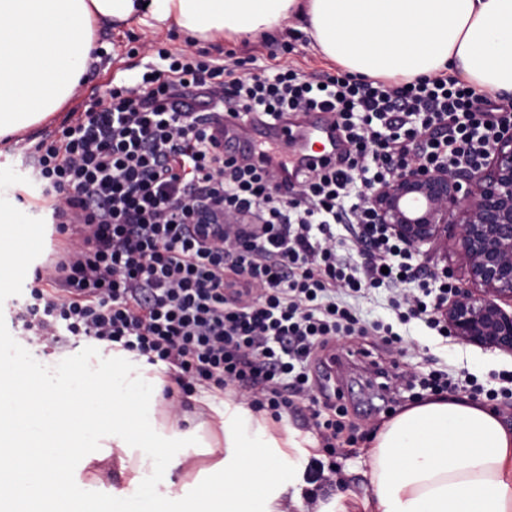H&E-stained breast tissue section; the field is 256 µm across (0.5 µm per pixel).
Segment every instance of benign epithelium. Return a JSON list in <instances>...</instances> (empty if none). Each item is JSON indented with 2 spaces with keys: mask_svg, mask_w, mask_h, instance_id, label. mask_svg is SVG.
Listing matches in <instances>:
<instances>
[{
  "mask_svg": "<svg viewBox=\"0 0 512 512\" xmlns=\"http://www.w3.org/2000/svg\"><path fill=\"white\" fill-rule=\"evenodd\" d=\"M378 222L411 250L452 249L467 279L441 313L457 340L512 354V130L476 171L415 165L372 192Z\"/></svg>",
  "mask_w": 512,
  "mask_h": 512,
  "instance_id": "7a95c632",
  "label": "benign epithelium"
}]
</instances>
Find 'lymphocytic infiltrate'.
<instances>
[{"mask_svg":"<svg viewBox=\"0 0 512 512\" xmlns=\"http://www.w3.org/2000/svg\"><path fill=\"white\" fill-rule=\"evenodd\" d=\"M127 54L148 60L139 82L112 79L104 100L28 149L65 243L33 272L15 315L23 331L60 349L117 343L165 364L171 416L200 387L277 420L301 416L297 400L313 397L307 366L336 338L397 342L390 327L361 324L355 302L371 290L447 336L439 309L454 283L413 264L369 195L411 164L479 168L512 127V107L448 77L260 67L146 39ZM311 110L331 113L347 150L287 183L225 154L211 126L227 114L276 127Z\"/></svg>","mask_w":512,"mask_h":512,"instance_id":"1","label":"lymphocytic infiltrate"}]
</instances>
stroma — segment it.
Returning a JSON list of instances; mask_svg holds the SVG:
<instances>
[{"instance_id": "1", "label": "stroma", "mask_w": 512, "mask_h": 512, "mask_svg": "<svg viewBox=\"0 0 512 512\" xmlns=\"http://www.w3.org/2000/svg\"><path fill=\"white\" fill-rule=\"evenodd\" d=\"M144 35L158 37L170 47L184 45L183 36H170L169 33H155L147 25L132 22L122 28L103 29L97 34L101 47L100 59L91 70L89 80L81 82L76 95L65 105L63 111L46 123L30 130L23 136L22 144L0 141V190L13 200L14 206L22 215L27 227L23 240L26 251H34L43 244L36 227L40 219L34 212V203L39 202L41 190L32 177V168L23 148L38 142L41 136L54 130L64 119L67 111L83 109L89 103L93 90H105L113 77L138 75L144 66L143 61L127 57L124 46L128 36ZM212 56L223 55L225 50H235L238 56H256L258 65L270 62L293 64L306 71L330 68L329 60L323 58L313 48L311 36L299 29L288 26L274 37L254 39H227L204 46ZM23 280L14 282L5 295H0V343L8 344L10 353L19 361L24 373L49 380L64 381L82 372L85 365L104 360L108 352L92 342H83L75 347L59 350L38 341L20 338L13 323L17 304L22 299L26 280L32 279L33 267L22 264ZM364 321L380 320L390 324L394 332L401 336L400 343L384 352L383 358L391 373L405 371L427 372L433 369L451 367L458 372L475 376L485 388H499L503 372H512V355L497 350L466 344L455 338L438 336L425 323L414 320L401 323L388 302V293L379 289L373 291L358 305ZM344 353L336 366V383L343 392V402L349 409L348 419L357 428V442L353 446L337 451L336 478L341 490L357 496H364L369 490L367 477L368 463L364 454L369 446V437L377 425L388 419V404L382 399L383 393L368 382L373 375L359 356V349L369 347L366 336L353 335L340 339Z\"/></svg>"}]
</instances>
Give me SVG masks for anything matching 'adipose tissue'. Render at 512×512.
Here are the masks:
<instances>
[{
	"instance_id": "obj_1",
	"label": "adipose tissue",
	"mask_w": 512,
	"mask_h": 512,
	"mask_svg": "<svg viewBox=\"0 0 512 512\" xmlns=\"http://www.w3.org/2000/svg\"><path fill=\"white\" fill-rule=\"evenodd\" d=\"M141 21L204 41L271 36L297 23L318 52L367 77L450 76L512 96V0H0V137L70 99L104 23ZM19 217L0 198V284L19 265ZM111 379L90 367L69 386L18 379L0 392V512H288L312 488L315 442L247 402L203 392L209 419L159 411L158 366L122 349ZM370 494L318 495L315 512H512V420L466 397L414 401L365 450ZM67 466H59V459ZM125 473L117 496L102 475ZM181 482H173V471Z\"/></svg>"
}]
</instances>
